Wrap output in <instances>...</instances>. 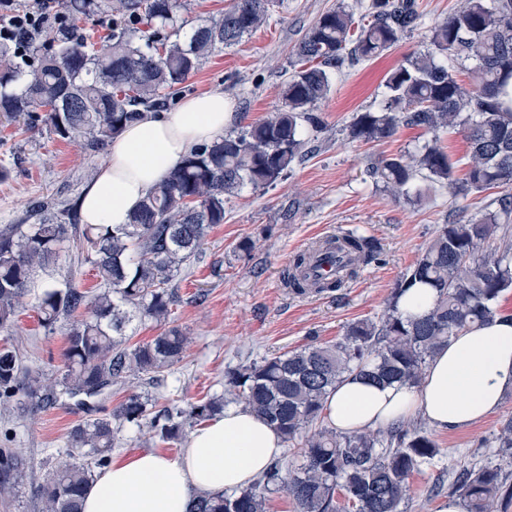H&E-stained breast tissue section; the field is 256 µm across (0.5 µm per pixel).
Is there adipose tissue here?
<instances>
[{"instance_id": "obj_1", "label": "adipose tissue", "mask_w": 512, "mask_h": 512, "mask_svg": "<svg viewBox=\"0 0 512 512\" xmlns=\"http://www.w3.org/2000/svg\"><path fill=\"white\" fill-rule=\"evenodd\" d=\"M223 91L185 98L175 111L128 125L79 200L86 224L129 223L148 192L183 156L224 134ZM512 391V317L457 332L430 360L418 386L378 385L350 375L324 406L326 422L350 433L421 415L444 430L470 427L498 411ZM281 435L242 406L197 425L177 457L154 451L114 458L96 475L82 512H187L192 495L251 485L280 456Z\"/></svg>"}]
</instances>
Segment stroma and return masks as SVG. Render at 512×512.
Masks as SVG:
<instances>
[{
    "label": "stroma",
    "mask_w": 512,
    "mask_h": 512,
    "mask_svg": "<svg viewBox=\"0 0 512 512\" xmlns=\"http://www.w3.org/2000/svg\"><path fill=\"white\" fill-rule=\"evenodd\" d=\"M362 0H275L266 25L238 45L209 56L190 77L182 96L223 91L232 116L228 131L267 118L281 105V86L293 68L294 50L327 10L344 6L361 15ZM424 25L384 55L343 67L318 106L323 128L310 132L312 152L275 185L245 189L225 206L223 223L210 228L196 259L178 277L170 325L188 330L192 343L174 371L142 375L106 389L92 409L56 402L37 408L0 407V448H13L29 462L21 491L0 498V512H40L37 487L59 465L79 461L68 443L72 427L104 416L133 393L178 408L224 392L228 370L312 343H333L359 320H380L397 281L434 237L440 225L481 213L500 196L489 189L467 197L440 191L410 204L395 200L367 173L381 155L404 154L429 141L416 127H400L383 142L350 140L346 128L356 113L377 106L389 71L409 55L425 52L428 26L457 10L462 0H419ZM106 152L59 140L44 125L26 129L0 121V228L24 223L34 203L75 202L106 161ZM354 232L375 238L379 261L334 292L294 294L284 278L292 255L317 237ZM18 348L25 366L61 373L65 328L45 333L31 309H23L12 335L0 345ZM512 418V392L501 408L462 430H434L438 461L415 473L406 512H443L450 479L463 467L497 459L495 436Z\"/></svg>",
    "instance_id": "obj_1"
}]
</instances>
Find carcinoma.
<instances>
[{
	"instance_id": "obj_1",
	"label": "carcinoma",
	"mask_w": 512,
	"mask_h": 512,
	"mask_svg": "<svg viewBox=\"0 0 512 512\" xmlns=\"http://www.w3.org/2000/svg\"><path fill=\"white\" fill-rule=\"evenodd\" d=\"M272 0H232L217 18L190 24L187 0H66L67 15L112 16V35L99 42L58 29L32 46L33 69L16 62L9 42L0 43V114L43 122L58 138L87 150L104 149L130 123L172 100L180 85L218 47L242 41L266 23ZM423 20L418 0H369L360 17L339 6L321 14L298 43L294 71L281 89V107L236 134L202 145L184 156L133 214L118 226L82 224L77 207L39 203L31 224L0 229V332L10 333L25 301L41 325L70 323L64 371L53 382L27 369L20 354L0 347V403L40 407L60 396L90 400L131 376L171 369L185 357L191 337L171 328L134 348L125 329L137 318L167 319L172 282L195 257L203 238L224 223V205L250 186L274 185L308 154L307 128L322 120L316 111L327 98L332 74L347 63L370 60L393 48ZM430 48L391 70L377 110L359 112L347 127L353 141L394 136L402 126L433 134L418 152L381 156L369 176L396 199L419 201L423 190L446 187L467 196L512 185V0H466L460 10L430 28ZM470 61L472 83H459L449 63ZM463 133L469 169L452 178L454 162L438 145V134ZM512 194L497 207L464 223L439 226L393 288L379 322L347 326L334 344L309 345L225 375L224 390L273 426L296 448V466L273 463L250 487L232 496L201 494L189 512H265L266 492L281 488L297 512H403L410 477L441 449L433 435L413 422L377 433L343 434L317 427L326 396L358 372L377 383L417 385L437 349L459 329L487 324L498 314V298L512 290ZM359 263L378 260L368 236L344 234ZM75 247L73 261L89 263L103 291L89 294L73 278L38 271ZM435 291L430 309L405 315L401 296L416 285ZM224 410L211 397L185 410L157 408L154 399L131 394L107 417L83 421L70 431L72 447L85 462L56 469L40 485L41 512H81L91 470L111 460L112 423L135 431L150 428L162 441L177 439L185 426ZM501 461L512 463V418L496 438ZM28 468L12 448H0V494L10 495ZM502 465L464 467L452 488L466 512H498L512 503Z\"/></svg>"
}]
</instances>
